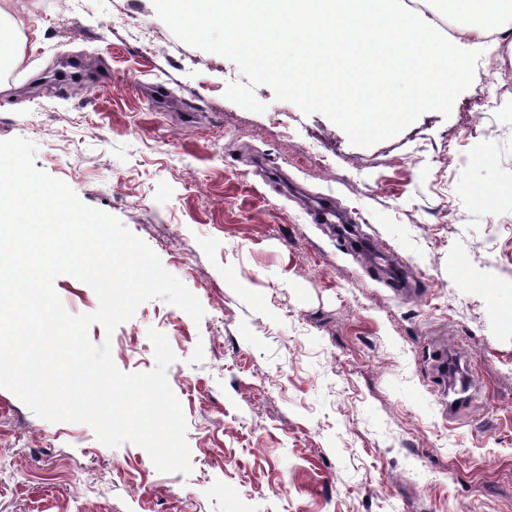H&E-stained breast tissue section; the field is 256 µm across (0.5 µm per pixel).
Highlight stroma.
<instances>
[{"label": "stroma", "instance_id": "35a3bbf8", "mask_svg": "<svg viewBox=\"0 0 512 512\" xmlns=\"http://www.w3.org/2000/svg\"><path fill=\"white\" fill-rule=\"evenodd\" d=\"M0 141L117 218L200 300L161 299L106 333L123 372L154 368L186 418L192 472L52 423L0 389V512H512V51L482 55L450 116L422 114L369 147L326 115L255 87L179 40L153 0H0ZM500 96L496 111L476 101ZM323 155L318 167L311 156ZM331 197L362 247L314 223L291 187ZM407 272L415 293L398 296ZM71 315L99 300L68 275ZM468 362L457 415L436 365Z\"/></svg>", "mask_w": 512, "mask_h": 512}]
</instances>
